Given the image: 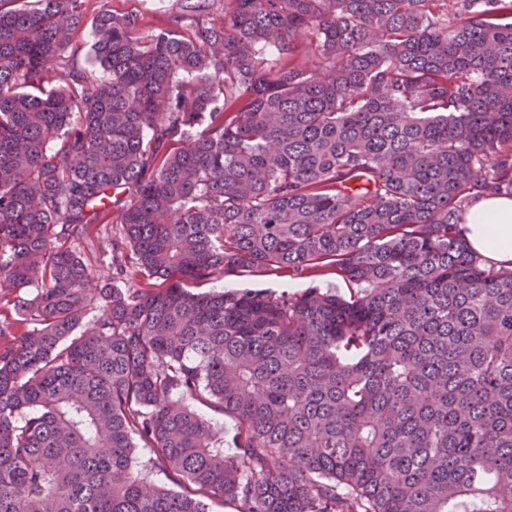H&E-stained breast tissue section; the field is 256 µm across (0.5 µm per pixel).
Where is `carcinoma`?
I'll list each match as a JSON object with an SVG mask.
<instances>
[{
  "instance_id": "obj_1",
  "label": "carcinoma",
  "mask_w": 512,
  "mask_h": 512,
  "mask_svg": "<svg viewBox=\"0 0 512 512\" xmlns=\"http://www.w3.org/2000/svg\"><path fill=\"white\" fill-rule=\"evenodd\" d=\"M209 7L0 0V512H512V0ZM174 0H93V6L116 13L136 14L145 34H153L166 24ZM468 246L487 266L512 267V197L480 193L469 203L460 224ZM90 259L92 266L95 270V277L90 285L91 288H101L104 285L111 284L118 285L120 287H124V284L114 280L115 275H112V267L108 264L109 261L99 255V253L95 256V254H90ZM228 285L229 287L251 288V289H268L275 293L281 291H299L306 288L308 282L306 280H291L285 274L278 272H265L252 274H230L223 277L217 283L207 284L201 288H193L195 292H207L217 285Z\"/></svg>"
}]
</instances>
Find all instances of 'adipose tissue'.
<instances>
[{
    "mask_svg": "<svg viewBox=\"0 0 512 512\" xmlns=\"http://www.w3.org/2000/svg\"><path fill=\"white\" fill-rule=\"evenodd\" d=\"M468 246L486 265L512 267V197L481 193L469 203L460 224Z\"/></svg>",
    "mask_w": 512,
    "mask_h": 512,
    "instance_id": "adipose-tissue-1",
    "label": "adipose tissue"
}]
</instances>
